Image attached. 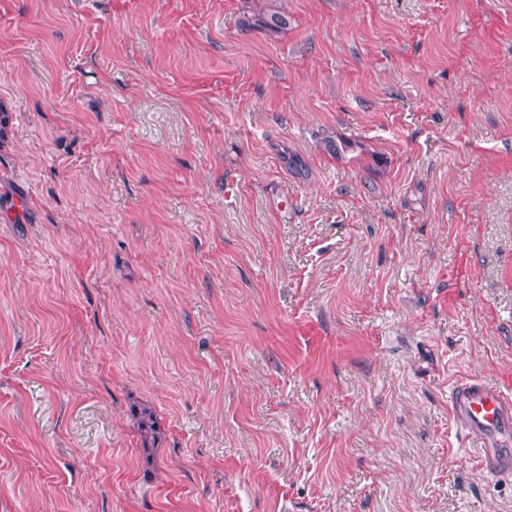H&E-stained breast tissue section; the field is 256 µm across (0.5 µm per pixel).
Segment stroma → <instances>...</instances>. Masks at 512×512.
Here are the masks:
<instances>
[{
  "instance_id": "35a3bbf8",
  "label": "stroma",
  "mask_w": 512,
  "mask_h": 512,
  "mask_svg": "<svg viewBox=\"0 0 512 512\" xmlns=\"http://www.w3.org/2000/svg\"><path fill=\"white\" fill-rule=\"evenodd\" d=\"M276 3L0 0V512H512V0ZM263 4H256L255 9L241 19L244 30L260 29L268 34H278L288 29L290 21L288 14L279 7L267 2L274 0H261ZM449 408L465 429L481 470L493 477L512 474V400L481 379L452 385ZM131 414L136 419L144 450L147 455H150V450L153 448H149V444L153 447L161 436L157 418L154 412L147 407L133 406Z\"/></svg>"
}]
</instances>
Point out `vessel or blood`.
<instances>
[{
	"label": "vessel or blood",
	"instance_id": "obj_1",
	"mask_svg": "<svg viewBox=\"0 0 512 512\" xmlns=\"http://www.w3.org/2000/svg\"><path fill=\"white\" fill-rule=\"evenodd\" d=\"M449 408L471 439L481 470L493 477L512 474V399L483 380L462 378L452 386Z\"/></svg>",
	"mask_w": 512,
	"mask_h": 512
}]
</instances>
